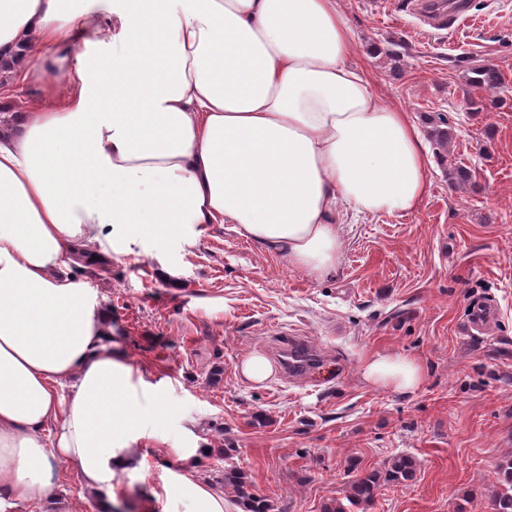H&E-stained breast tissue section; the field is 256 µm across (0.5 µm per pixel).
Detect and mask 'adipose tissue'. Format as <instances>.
Segmentation results:
<instances>
[{"mask_svg":"<svg viewBox=\"0 0 512 512\" xmlns=\"http://www.w3.org/2000/svg\"><path fill=\"white\" fill-rule=\"evenodd\" d=\"M353 53L338 0H0V68L67 75L65 104L0 124V512H53L66 469L111 512L143 465L130 443L147 408L73 254L189 250L230 224L319 280L339 261L342 204H421L420 132ZM106 181L118 190L91 198ZM364 375L407 391L422 369L381 356ZM161 512H224V497L181 473Z\"/></svg>","mask_w":512,"mask_h":512,"instance_id":"obj_1","label":"adipose tissue"}]
</instances>
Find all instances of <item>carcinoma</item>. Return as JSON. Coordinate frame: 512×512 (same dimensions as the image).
<instances>
[{
    "instance_id": "carcinoma-1",
    "label": "carcinoma",
    "mask_w": 512,
    "mask_h": 512,
    "mask_svg": "<svg viewBox=\"0 0 512 512\" xmlns=\"http://www.w3.org/2000/svg\"><path fill=\"white\" fill-rule=\"evenodd\" d=\"M469 84L484 91H494L502 83L500 71L490 65L473 66L467 69ZM417 464L413 456L399 454L392 457L385 470H371L349 481L347 503L340 501L325 507L324 512H353L373 505L380 490L385 486H398L413 481ZM501 487L492 491L491 512H512V458L497 465ZM224 492L231 501L242 507L243 512H275L276 507L268 499L253 492L247 476L234 467L224 469Z\"/></svg>"
}]
</instances>
